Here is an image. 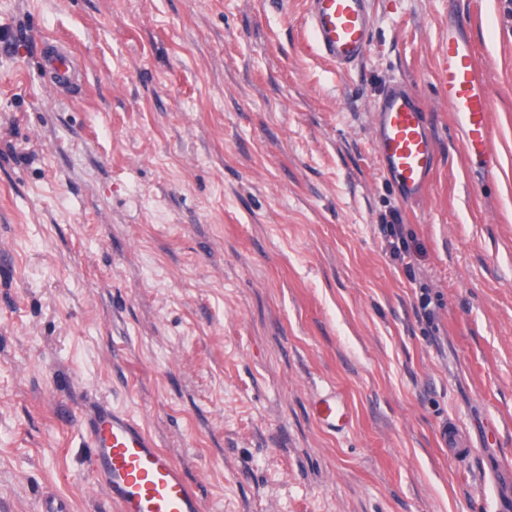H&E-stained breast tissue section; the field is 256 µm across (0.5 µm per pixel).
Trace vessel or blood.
Segmentation results:
<instances>
[{
	"label": "vessel or blood",
	"mask_w": 512,
	"mask_h": 512,
	"mask_svg": "<svg viewBox=\"0 0 512 512\" xmlns=\"http://www.w3.org/2000/svg\"><path fill=\"white\" fill-rule=\"evenodd\" d=\"M306 6L310 50L346 75L371 43L372 0H306ZM438 80L463 130L465 153L493 161L490 97L475 47L459 25L448 29ZM374 117L380 169L392 177L403 198L427 196L437 149L421 102L395 81L382 92ZM313 407L322 427L333 433L348 431L351 416L335 391L320 392ZM87 428L89 470L116 512H204L183 469L131 415L99 402L87 411Z\"/></svg>",
	"instance_id": "vessel-or-blood-1"
}]
</instances>
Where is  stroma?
<instances>
[{"label": "stroma", "mask_w": 512, "mask_h": 512, "mask_svg": "<svg viewBox=\"0 0 512 512\" xmlns=\"http://www.w3.org/2000/svg\"><path fill=\"white\" fill-rule=\"evenodd\" d=\"M452 19L486 68L489 173L435 79ZM393 78L439 144L418 203L374 160ZM328 388L341 436L311 413ZM95 397L206 512H512V0H374L342 77L305 0H0V512H114L86 466ZM313 407L318 422L328 431L344 433L350 428V413L335 391L320 392L313 400Z\"/></svg>", "instance_id": "35a3bbf8"}]
</instances>
